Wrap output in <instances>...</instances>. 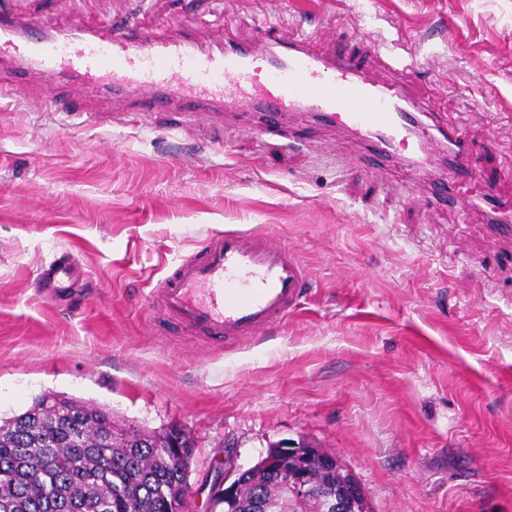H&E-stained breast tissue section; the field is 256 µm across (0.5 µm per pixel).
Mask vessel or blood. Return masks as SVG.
Masks as SVG:
<instances>
[{
	"instance_id": "obj_1",
	"label": "vessel or blood",
	"mask_w": 512,
	"mask_h": 512,
	"mask_svg": "<svg viewBox=\"0 0 512 512\" xmlns=\"http://www.w3.org/2000/svg\"><path fill=\"white\" fill-rule=\"evenodd\" d=\"M1 50L15 55L19 69L33 66L48 78L64 70L116 97L131 87L144 90V112L182 104L199 113L243 97L270 133L289 112L322 117L363 133L373 156L404 163L442 193L470 172L461 136L451 127L431 133L402 82L371 77L349 56L319 54L308 39L287 41L272 27L249 45L205 48L190 33L171 41L126 25L106 39L78 24L64 35L30 38L0 13ZM70 270V263H51L45 287H69ZM306 279L287 246L229 231L175 263L152 303L194 335L238 341L279 324Z\"/></svg>"
}]
</instances>
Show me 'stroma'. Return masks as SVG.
I'll use <instances>...</instances> for the list:
<instances>
[{"label":"stroma","mask_w":512,"mask_h":512,"mask_svg":"<svg viewBox=\"0 0 512 512\" xmlns=\"http://www.w3.org/2000/svg\"><path fill=\"white\" fill-rule=\"evenodd\" d=\"M23 20L101 35L117 20L248 45L266 20L363 58L401 38L405 82L458 124L482 176L458 207L406 166L363 169L364 142L251 112H137L68 76L30 74L0 111V417L53 391L115 420L189 430L191 512L225 459L273 443L333 451L374 512H512V0H19ZM59 96L67 112L46 107ZM228 229L288 245L309 283L286 322L214 342L153 313L171 265ZM75 263L73 288L41 270Z\"/></svg>","instance_id":"obj_1"}]
</instances>
